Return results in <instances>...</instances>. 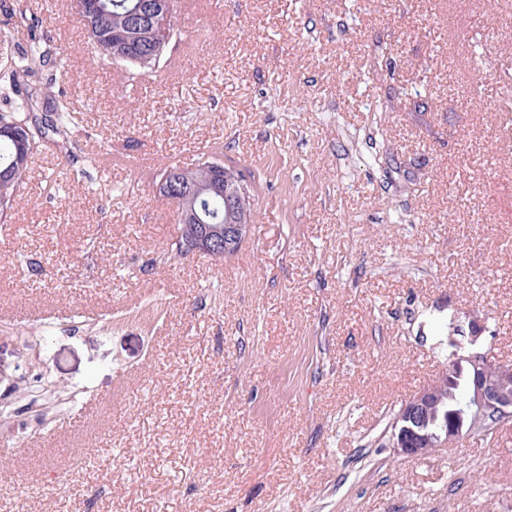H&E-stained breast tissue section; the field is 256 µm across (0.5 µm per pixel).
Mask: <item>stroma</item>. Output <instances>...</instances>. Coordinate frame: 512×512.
I'll list each match as a JSON object with an SVG mask.
<instances>
[{
    "label": "stroma",
    "instance_id": "obj_1",
    "mask_svg": "<svg viewBox=\"0 0 512 512\" xmlns=\"http://www.w3.org/2000/svg\"><path fill=\"white\" fill-rule=\"evenodd\" d=\"M174 10L185 69L128 81L68 0H0V68L50 40L80 114L0 230V512H504L512 422L389 439L452 320L512 360V0ZM204 153L260 175L220 262L152 186Z\"/></svg>",
    "mask_w": 512,
    "mask_h": 512
}]
</instances>
